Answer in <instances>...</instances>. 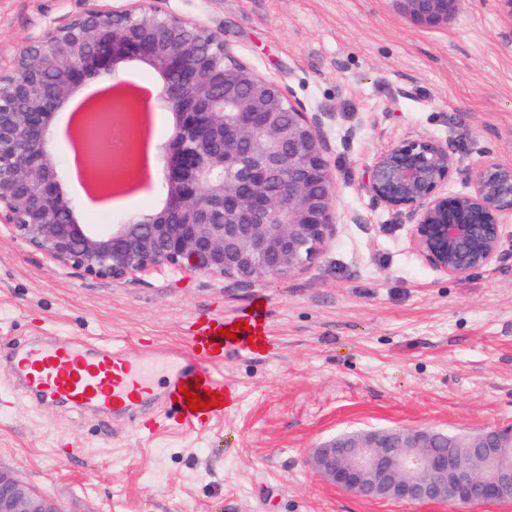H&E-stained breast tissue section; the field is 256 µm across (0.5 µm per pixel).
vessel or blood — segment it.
Returning <instances> with one entry per match:
<instances>
[{
	"label": "vessel or blood",
	"instance_id": "vessel-or-blood-1",
	"mask_svg": "<svg viewBox=\"0 0 512 512\" xmlns=\"http://www.w3.org/2000/svg\"><path fill=\"white\" fill-rule=\"evenodd\" d=\"M223 345L218 327L210 325L194 334L186 352L158 347L133 355L105 341H35L12 350V374L36 403L63 402L76 410L101 409L116 416L139 404L154 405L162 415L174 406L184 424L199 430L223 411L191 410L180 388L188 386L200 397L212 390L211 381L203 377L202 362Z\"/></svg>",
	"mask_w": 512,
	"mask_h": 512
}]
</instances>
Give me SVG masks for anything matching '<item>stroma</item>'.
Here are the masks:
<instances>
[{
  "label": "stroma",
  "instance_id": "1",
  "mask_svg": "<svg viewBox=\"0 0 512 512\" xmlns=\"http://www.w3.org/2000/svg\"><path fill=\"white\" fill-rule=\"evenodd\" d=\"M116 0H0V65L52 25ZM220 33L234 53L328 129L336 234L306 270L241 286L191 272L112 281L62 269L0 223V465L68 512H451L442 503L373 500L328 484L308 464L326 438L375 427L480 432L512 428V261L448 277L410 241L412 218L365 191L367 167L409 135L447 141L448 179L467 190L473 164H512V29L496 0H465L430 30L393 0H159ZM153 183L95 203L80 220L121 224L167 198L162 147L171 112H154ZM362 223H353V215ZM258 313L263 349L225 351L208 369L232 397L199 431L176 415L154 434L144 406L99 415L28 401L10 351L40 336L185 347L206 317Z\"/></svg>",
  "mask_w": 512,
  "mask_h": 512
}]
</instances>
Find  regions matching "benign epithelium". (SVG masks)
<instances>
[{"mask_svg": "<svg viewBox=\"0 0 512 512\" xmlns=\"http://www.w3.org/2000/svg\"><path fill=\"white\" fill-rule=\"evenodd\" d=\"M422 28L445 27L464 0H394ZM138 61L159 76L157 99L172 112L163 147V208L122 224H83L63 189L51 150L52 122L91 80ZM336 113L305 112L281 86L234 55L201 23L147 7L90 8L48 27L0 70V223L62 268L101 278L189 271L254 286L308 268L332 239L335 182L327 128ZM130 131L136 115L104 102L83 133ZM455 163L448 142L428 135L393 140L367 168L373 200L413 218L411 240L452 278L512 259V165L484 159L469 190H445ZM447 435L428 428L378 429L334 437L310 466L327 482L372 499L436 502L460 510L474 501L512 500V429L468 436L467 459L441 450ZM0 512H62L0 466Z\"/></svg>", "mask_w": 512, "mask_h": 512, "instance_id": "obj_1", "label": "benign epithelium"}]
</instances>
